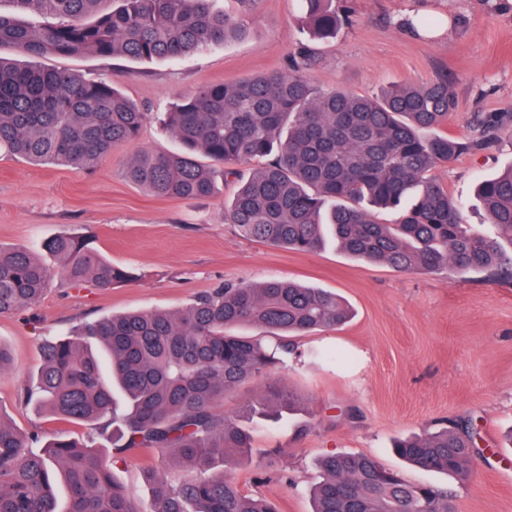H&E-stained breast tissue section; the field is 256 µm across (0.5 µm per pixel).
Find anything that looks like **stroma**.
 <instances>
[{"label": "stroma", "instance_id": "stroma-1", "mask_svg": "<svg viewBox=\"0 0 512 512\" xmlns=\"http://www.w3.org/2000/svg\"><path fill=\"white\" fill-rule=\"evenodd\" d=\"M349 22L336 38L313 40L303 31L300 0H260L248 38L210 46L178 61L148 63L94 54L41 58L93 81L119 80L124 93L150 112L139 138L115 148L85 171L40 165L0 151V242L41 250L67 231L91 236L133 281L110 288L57 285L21 312L0 316V343L11 362L0 373V416L19 430L49 439L94 438L111 453L108 436L40 412L20 399V387L41 363L45 337L73 325L129 311H174L227 282L291 279L331 290L354 317L336 330L293 337L287 369L263 374L227 396L220 408L249 430L248 459L224 466L243 490L274 502L280 512H311L310 487L318 459L329 453L365 454L400 471L413 484L449 483L457 512H512V283L482 274L459 277L400 271L355 260L335 244L314 253L276 248L241 237L224 216L233 193L220 184L211 197L158 198L128 181L124 168L141 150L177 144L159 117L177 98L208 83L235 82L284 71L309 45V70L320 89L373 95L392 84H427L447 77L457 108L444 130L468 137L476 115L512 113V0H336ZM452 18L431 38L409 29L410 14ZM512 165V133L489 150L437 167L432 179L464 206L468 223L485 224L476 183ZM289 387L303 407L279 421L249 418L255 397ZM474 418L490 457L468 480L417 469L391 451L394 438L430 432L440 422ZM144 463L127 456L112 472L144 512L151 490Z\"/></svg>", "mask_w": 512, "mask_h": 512}]
</instances>
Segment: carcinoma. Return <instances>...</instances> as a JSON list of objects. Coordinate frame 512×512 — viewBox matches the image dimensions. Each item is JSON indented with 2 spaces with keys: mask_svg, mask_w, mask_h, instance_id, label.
I'll return each instance as SVG.
<instances>
[{
  "mask_svg": "<svg viewBox=\"0 0 512 512\" xmlns=\"http://www.w3.org/2000/svg\"><path fill=\"white\" fill-rule=\"evenodd\" d=\"M0 10V48L36 59L94 54L134 61L179 60L246 38V18L259 0H239V13L215 11L212 0H10ZM303 23L317 38L342 24L333 0H302ZM26 13L44 18L33 26ZM314 60L298 50L286 72L237 83H212L181 96L164 113L175 151L141 150L127 180L157 197L207 198L218 180L237 184L225 214L241 236L276 248L316 252L327 237L345 254L401 271L484 273L512 282V168L477 186L487 234L429 173L464 154L493 146L511 114L479 115L473 135L442 131L456 100L442 77L395 85L370 97L321 91L307 77ZM148 118L118 87L68 70L20 66L0 59V149L23 159L90 168L140 134ZM255 160L249 175L232 168ZM414 202L395 224L375 212ZM45 264L25 246L0 243V315L36 304L58 281L108 288L134 278L112 265L88 235L63 232L43 244ZM348 305L335 293L290 281L226 283L181 309L128 312L75 325L42 343L35 384L21 389L40 410L109 434L112 452L137 455L149 468L152 512H277L224 475L232 453L250 454L251 436L216 410L240 385L286 365L292 348H271L238 333L258 327L273 336L305 335L344 325ZM300 406L289 389L264 396L249 414L273 416ZM480 438L473 420L453 422L401 440L394 451L416 467L468 478ZM39 434L0 416V512H60L55 484L68 490L65 512H142L113 479L93 441ZM169 468L152 465L157 454ZM192 472L177 474V468ZM313 512H456L446 486L416 485L367 455L332 453L319 461Z\"/></svg>",
  "mask_w": 512,
  "mask_h": 512,
  "instance_id": "cac0c4a2",
  "label": "carcinoma"
}]
</instances>
